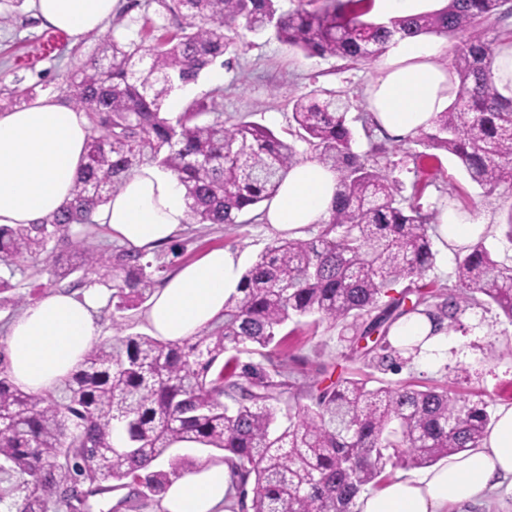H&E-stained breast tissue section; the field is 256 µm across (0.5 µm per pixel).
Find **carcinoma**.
<instances>
[{
  "mask_svg": "<svg viewBox=\"0 0 512 512\" xmlns=\"http://www.w3.org/2000/svg\"><path fill=\"white\" fill-rule=\"evenodd\" d=\"M157 2L186 25L174 33L160 26L164 33L148 45L112 35L75 67L71 102L91 127L85 175L72 199L41 223L0 226V263L13 273L63 242L68 251L47 266L49 281L103 271L113 274L115 311L144 302L152 283L144 254L126 250L112 261L74 231L95 223L99 207L144 161L179 179L189 223L236 224L278 192L300 141L336 171L333 209L315 239L268 246L243 273L242 295L230 296L224 314L182 344L126 334L117 324L58 393L31 395L1 374L0 512H50L52 503L73 512L78 486L95 496L107 491L99 488L106 481L160 495L182 459L169 458L166 470L152 464L181 441L224 451L241 483L254 481L251 512H352L354 498L387 467H428L479 447L492 425L485 401L438 387H370L354 377L338 378L312 407L288 408V425L275 429L274 403L288 383L271 346L296 317L347 322L352 342L382 327L371 363L399 371L471 306L494 305L512 323V259H498L480 235L458 249L454 287L424 284L409 306L408 290L385 302L392 286L422 278L433 265L437 213L403 204L389 176L353 151L348 104L336 92L290 98L292 142L255 122L224 119L215 101H193L174 120L162 108L175 88L236 52L246 31L271 29L309 57L352 61L376 59L396 39L458 36L450 63L458 95L417 143L456 156L490 194L512 187V99L502 97L491 73L496 49L511 46L512 36H488L507 0H448L438 12L387 22L361 19L372 0H320L311 11L287 12L276 0ZM405 315L425 319L431 330L395 346L389 327ZM244 353L263 362L244 363Z\"/></svg>",
  "mask_w": 512,
  "mask_h": 512,
  "instance_id": "cac0c4a2",
  "label": "carcinoma"
}]
</instances>
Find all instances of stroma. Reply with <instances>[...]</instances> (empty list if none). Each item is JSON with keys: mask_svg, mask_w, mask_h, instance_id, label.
Listing matches in <instances>:
<instances>
[{"mask_svg": "<svg viewBox=\"0 0 512 512\" xmlns=\"http://www.w3.org/2000/svg\"><path fill=\"white\" fill-rule=\"evenodd\" d=\"M119 0L126 7L127 38L153 42L158 31L156 0ZM104 39L91 33L80 39L43 27L33 0H0V105L13 90L31 91L33 98L68 99V78L75 64L95 56ZM224 81L214 84L209 73L183 90L186 101L217 97L225 116L253 121L288 138L291 127L289 93L329 89L348 98L347 115L353 131V149L369 163L378 164L396 181L402 198L420 204L423 211L438 209L443 201L456 208L488 216L487 245L499 257H512V244L501 240L497 226L512 211V189L493 194L469 183L457 159L442 149H429L413 140L396 142L365 124L363 93L375 75L371 61L307 57L277 41L271 34L247 36L229 65ZM279 238L262 221L261 209L244 213L240 225L189 224L174 241L146 252L154 268L153 288L183 264L200 259L208 250L236 251L243 267ZM45 259L25 261L16 273L0 266V276H11L13 295L35 301L52 292L44 270ZM371 339L345 341L339 326L324 322L312 327L309 318L290 321L277 348L279 361L298 393L283 394L279 407L311 404V389H323L338 377L368 378L391 385L408 383L448 389L457 397H481L491 410L512 407V323L493 307L473 306L448 334L442 358L435 363L413 362L402 371H380L366 356Z\"/></svg>", "mask_w": 512, "mask_h": 512, "instance_id": "35a3bbf8", "label": "stroma"}]
</instances>
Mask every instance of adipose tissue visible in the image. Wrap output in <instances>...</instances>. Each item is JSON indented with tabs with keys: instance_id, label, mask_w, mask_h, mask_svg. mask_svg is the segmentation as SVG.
I'll use <instances>...</instances> for the list:
<instances>
[{
	"instance_id": "adipose-tissue-1",
	"label": "adipose tissue",
	"mask_w": 512,
	"mask_h": 512,
	"mask_svg": "<svg viewBox=\"0 0 512 512\" xmlns=\"http://www.w3.org/2000/svg\"><path fill=\"white\" fill-rule=\"evenodd\" d=\"M117 0H38L46 26L76 38L100 32ZM445 39L420 37L390 46L365 89L367 110L394 141L430 129L456 96L440 58ZM91 135L83 112L40 99L0 113V225L33 224L71 198L83 172ZM337 190L335 170L313 158L297 161L277 194L266 202L265 219L281 234L296 237L328 221ZM443 241L466 244L485 232V216L439 207ZM113 238L147 251L174 240L187 222L185 191L178 179L152 165L135 169L98 216ZM241 261L219 247L183 266L154 292L145 317L154 336L180 344L212 323L241 286ZM95 289L82 297L55 292L29 304L0 339L7 375L32 394L54 390L67 380L99 341L94 314L103 303ZM512 491V407L498 410L481 447L429 467L399 475L381 489L360 495L354 512H448ZM242 500L230 467L209 461L173 477L155 512H232Z\"/></svg>"
}]
</instances>
